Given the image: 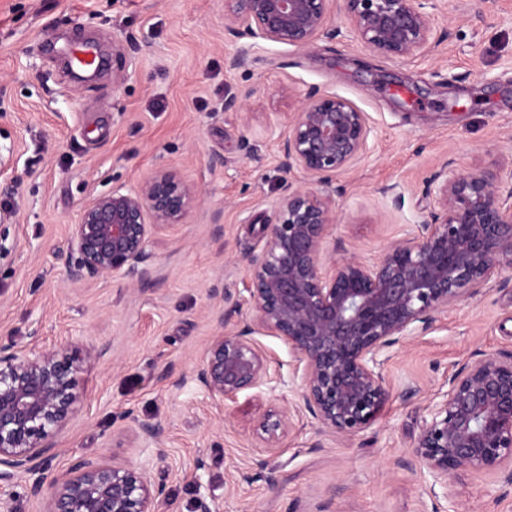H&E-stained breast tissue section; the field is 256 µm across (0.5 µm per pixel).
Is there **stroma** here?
Listing matches in <instances>:
<instances>
[{"mask_svg":"<svg viewBox=\"0 0 512 512\" xmlns=\"http://www.w3.org/2000/svg\"><path fill=\"white\" fill-rule=\"evenodd\" d=\"M439 52L400 61L350 32L308 48L261 43L249 71L230 68L224 0H0V344L109 345L79 375L78 413L52 438L46 472L82 457L149 461L163 512H512V482L458 472L447 493L408 448L428 399L482 354L512 353V270L393 347L391 398L360 436L319 432L308 413L278 441L261 428L292 392L260 386L216 406L192 378L217 318L247 296L241 256L260 249L283 182L279 141L315 87L365 113V152L336 178L333 240L375 259L413 231L431 200L426 180L512 164V0H435ZM112 62L76 81L72 47ZM295 88L282 96L281 86ZM241 97L240 110L222 109ZM171 168L197 192L183 224L152 240V281L71 280L68 243L82 206L112 187ZM398 185L401 206L380 189ZM161 421L145 456L126 411Z\"/></svg>","mask_w":512,"mask_h":512,"instance_id":"1","label":"stroma"}]
</instances>
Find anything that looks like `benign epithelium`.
Returning a JSON list of instances; mask_svg holds the SVG:
<instances>
[{
	"instance_id": "7a95c632",
	"label": "benign epithelium",
	"mask_w": 512,
	"mask_h": 512,
	"mask_svg": "<svg viewBox=\"0 0 512 512\" xmlns=\"http://www.w3.org/2000/svg\"><path fill=\"white\" fill-rule=\"evenodd\" d=\"M428 0H224V38L239 43L233 69L250 68L258 42L308 47L341 29L337 12L372 52L401 60L435 52L447 33L435 30ZM366 116L347 99L309 89L288 118L282 168L303 171L322 189L285 184L265 242L241 262L250 287L245 317H220L195 372L218 402L272 382L253 336H275L292 355L305 410L322 432L352 439L371 427L390 397L384 364L395 345L428 331L436 315L480 294L512 269V170L472 168L435 173L425 194L433 208L417 231L391 242L368 261L355 253L323 260L336 224L332 178L366 149ZM196 190L162 169L134 188L117 186L86 202L73 225L67 272L144 284L153 233L183 223ZM107 348L66 342L53 349L0 346V512H13L14 480L34 477L29 492L47 499L46 512H159L163 486L147 468L80 460L46 482L50 438L78 411L77 376ZM429 418L409 455L448 487L459 471L512 476V355L485 354L448 379L427 405ZM137 436L161 445L165 429L129 411ZM284 410L261 423L270 439L291 425Z\"/></svg>"
}]
</instances>
